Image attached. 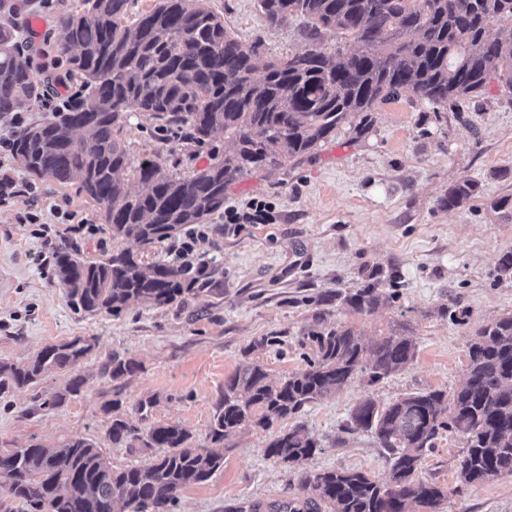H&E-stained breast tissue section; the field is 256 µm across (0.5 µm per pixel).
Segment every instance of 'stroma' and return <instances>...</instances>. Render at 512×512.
<instances>
[{"label":"stroma","instance_id":"obj_1","mask_svg":"<svg viewBox=\"0 0 512 512\" xmlns=\"http://www.w3.org/2000/svg\"><path fill=\"white\" fill-rule=\"evenodd\" d=\"M81 0H61L58 12L30 21L31 47L24 53L36 85L65 75L44 50L43 38L60 41V13ZM210 7L240 40L262 41L261 57L304 51L301 20L269 25L257 0H210ZM364 131L346 126L311 157L268 175L244 176L226 205L269 203L264 224H228L215 213L196 253L208 264V284L196 298L164 307L131 302L119 315L75 313L55 279V266L35 227L20 223L28 203L0 204V361L24 362L42 348L77 337L94 348L77 371L87 379L80 395L46 411L41 402L61 392L69 372L54 370L34 388L0 399V450L35 444L53 447L74 438L91 440L114 468L141 466L155 449L112 443V400L142 429L178 423L192 442H206L208 426L224 397V382L243 360L261 364L277 383L305 362L300 340L325 325L352 327L366 337L401 332L415 344L413 363L379 383L355 378L336 395L308 405L297 420L317 438L319 450L302 470L265 458L271 432L249 427L229 442L224 467L206 483L184 489L175 512H271L300 494V471L354 469L386 479L389 456L370 433L344 430L364 399L386 406L426 389L456 391L464 382L468 344L487 323L512 314V277L498 267L512 252V219L488 209L490 199L512 195V95L498 87L467 103L464 111L436 113L410 93L371 112ZM121 138L132 159L158 154L181 170L208 165L205 148L186 149L150 124L126 127ZM481 183V195L460 209L440 206L449 186L464 178ZM43 219L61 225L65 213L84 223L67 246L98 257L112 241L78 181L62 186L37 181ZM377 273L389 298L372 314L336 301ZM333 296L329 305L320 296ZM465 323L450 322L451 311ZM276 336L274 347L253 348ZM133 359L134 374L115 380L102 366L112 354ZM274 429V430H275ZM464 443L442 433L422 460L420 477L449 491L444 512H512V475L460 485Z\"/></svg>","mask_w":512,"mask_h":512}]
</instances>
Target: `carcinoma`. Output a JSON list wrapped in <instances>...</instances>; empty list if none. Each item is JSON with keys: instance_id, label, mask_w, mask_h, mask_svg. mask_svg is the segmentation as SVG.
<instances>
[{"instance_id": "carcinoma-1", "label": "carcinoma", "mask_w": 512, "mask_h": 512, "mask_svg": "<svg viewBox=\"0 0 512 512\" xmlns=\"http://www.w3.org/2000/svg\"><path fill=\"white\" fill-rule=\"evenodd\" d=\"M266 19L290 16L310 24L303 52L276 58L255 76L260 44L245 43L224 27L208 0H153L130 16V0H81L62 19L57 55L79 85L71 103L44 121L12 132L14 153L27 172L59 184L80 180V192L98 208L114 241L135 240L144 251L162 246L191 224L224 209L231 186L245 172L273 173L300 162L336 130L362 115L366 127L379 101L405 90L435 112H456L464 99L495 83L512 93V0H258ZM323 30L357 49L327 48ZM14 30L0 23V121L21 112L40 91L18 60ZM136 117L164 131L176 127L192 143L222 135L234 147L187 175L154 159L134 161L120 138ZM131 178L146 186L133 193ZM481 193L466 178L448 187L441 205L466 206ZM55 273L70 306L90 315H118L131 300L167 306L204 287L206 269L172 260L149 261L128 249L87 260L61 248ZM357 313L381 303L375 284L344 297ZM302 345L305 367L277 384L255 361L243 363L224 384V401L208 427L210 446L192 448L191 434L175 423L139 429L118 416L109 436L128 448H158L142 467L114 469L93 443L70 439L55 447L31 445L0 452V493L24 512H174L182 489L208 481L224 467L214 446L250 426L269 430L305 406L335 394L363 374L372 384L408 367L412 341L397 332L365 340L341 325L312 330ZM93 344L81 337L49 345L25 363L0 362V396L34 387L54 369H74ZM466 379L453 394L412 393L383 407L370 400L350 414L346 430L369 431L389 452L390 476L379 480L352 469L303 473L302 489L274 512H442L448 490L418 476L422 459L443 432L463 440L460 482L481 484L512 475V315L481 328L468 350ZM136 363L118 355L105 372L118 380ZM86 383L77 374L64 392L43 400L51 410ZM318 441L301 425L276 432L266 458L298 468Z\"/></svg>"}]
</instances>
